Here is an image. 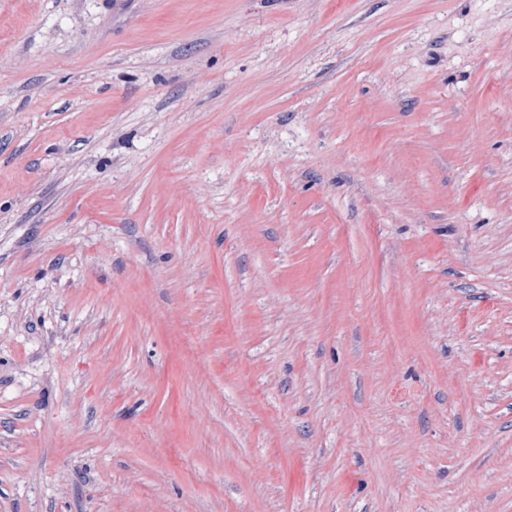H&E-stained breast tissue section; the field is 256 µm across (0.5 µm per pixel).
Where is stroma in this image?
Returning <instances> with one entry per match:
<instances>
[{"label":"stroma","instance_id":"1","mask_svg":"<svg viewBox=\"0 0 512 512\" xmlns=\"http://www.w3.org/2000/svg\"><path fill=\"white\" fill-rule=\"evenodd\" d=\"M0 512H512V0H0Z\"/></svg>","mask_w":512,"mask_h":512}]
</instances>
